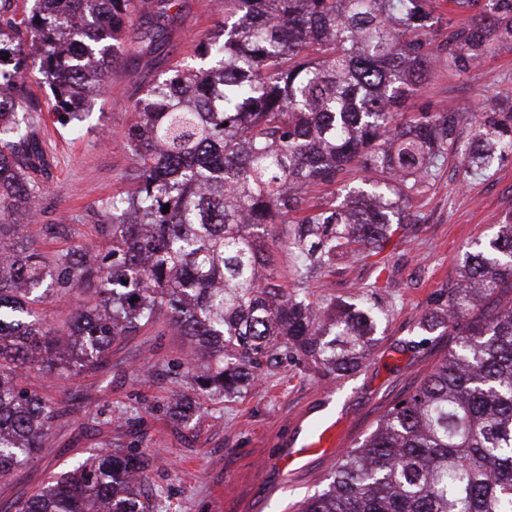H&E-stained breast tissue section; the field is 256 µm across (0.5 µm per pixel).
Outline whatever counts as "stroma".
<instances>
[{
  "instance_id": "obj_1",
  "label": "stroma",
  "mask_w": 512,
  "mask_h": 512,
  "mask_svg": "<svg viewBox=\"0 0 512 512\" xmlns=\"http://www.w3.org/2000/svg\"><path fill=\"white\" fill-rule=\"evenodd\" d=\"M182 10L163 53L131 67L116 66L108 88L82 123H55L39 60L27 45L14 44L26 81L27 104L41 118L40 133L51 156L54 178L40 207L39 222L87 224L100 200L129 191L132 167L124 133L133 121L129 108L142 79L161 76L190 61L200 41L224 19L221 0H181ZM512 96V49L486 58L467 77L434 74L404 113L423 100H449L461 108L487 97ZM512 209V163L489 178L461 184L445 171L413 199L421 223L396 234L390 284L375 289V267L364 261L339 266L315 279L319 301L365 295L383 316L359 367L336 375L300 354L278 357L262 369L259 383L231 398L207 402L201 417L172 423L165 404L182 389L180 339L144 335L112 348V370L101 378L48 379L31 384L70 407L65 423L44 441L36 458L9 482H0V512L35 493L51 474L110 441L157 452L146 489L162 492L160 512H298L301 502L321 490L335 459L313 456L286 474L280 460L297 447L321 419L343 421L344 447L357 445L384 410L403 398L448 351L444 327L426 329L423 318L441 319L442 306L457 276L465 246L489 235ZM91 407L117 413L111 433L88 426L82 397Z\"/></svg>"
}]
</instances>
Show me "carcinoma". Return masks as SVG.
<instances>
[{
	"mask_svg": "<svg viewBox=\"0 0 512 512\" xmlns=\"http://www.w3.org/2000/svg\"><path fill=\"white\" fill-rule=\"evenodd\" d=\"M179 2L35 0L18 22L0 12V37L25 33L67 126L105 92L127 31L155 51ZM505 46L512 0H224L194 64L131 103L135 186L101 202L98 241L47 253L29 219L52 164L0 41V478L70 414L28 387L29 374H107L112 346L146 329L182 337L190 388L166 405L178 423L255 385L280 354L357 368L380 312L361 301L322 319L310 283L347 258L374 257L383 273L393 234L421 222L413 196L445 166L466 181L512 162V98L399 112L431 72L469 74ZM273 224L295 225L290 288L263 256ZM38 235L80 232L41 224ZM50 300L71 304L64 325L47 320ZM444 324L448 355L301 512H512V210L465 251ZM155 460L109 443L11 508L155 512L140 493Z\"/></svg>",
	"mask_w": 512,
	"mask_h": 512,
	"instance_id": "1",
	"label": "carcinoma"
}]
</instances>
